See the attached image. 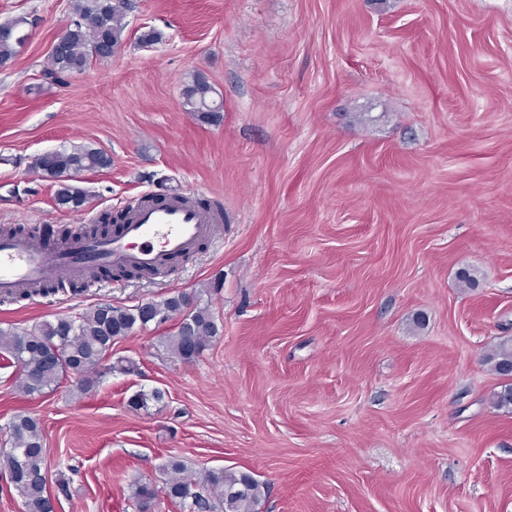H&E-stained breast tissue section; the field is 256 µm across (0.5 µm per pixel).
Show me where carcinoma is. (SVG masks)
<instances>
[{
    "mask_svg": "<svg viewBox=\"0 0 512 512\" xmlns=\"http://www.w3.org/2000/svg\"><path fill=\"white\" fill-rule=\"evenodd\" d=\"M132 11V0H70V15L79 23L66 32L65 48L51 58L45 79L51 84H63L94 63L109 61L104 50L108 46L120 49L126 44L127 18ZM214 94L211 84H201L194 77L184 87L183 106L198 121L217 123L222 117V104ZM111 165L105 151L87 145L45 152L33 160L36 171L57 183L54 203L67 211L80 206L87 194L68 183L62 174L70 170L96 171ZM146 305L169 312L177 319L176 330L164 337V344L185 361L198 357L219 336L210 307L184 293L148 300ZM147 326L139 304H97L75 316H58L26 327H0V351L10 356L13 363L22 361L27 365V376L18 379L25 394L41 396L52 392L67 377L75 379L79 393L86 394L106 374L134 371L130 361L112 360V345ZM485 361L497 374H504V367L512 363V338L493 344ZM163 397L160 389L141 390L129 398L128 406L144 408ZM0 436L7 442L5 446L0 444V473L17 491L23 512H49L51 493L46 475L50 459L41 420L25 412L17 413L6 427L0 428ZM163 470L165 494L185 512H258L265 497L264 483L247 471L216 467L197 478L175 457L168 459ZM157 495V486L152 482L138 484L132 495L138 512H148Z\"/></svg>",
    "mask_w": 512,
    "mask_h": 512,
    "instance_id": "obj_1",
    "label": "carcinoma"
}]
</instances>
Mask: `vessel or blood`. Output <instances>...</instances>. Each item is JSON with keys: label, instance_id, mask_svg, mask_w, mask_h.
Masks as SVG:
<instances>
[{"label": "vessel or blood", "instance_id": "1", "mask_svg": "<svg viewBox=\"0 0 512 512\" xmlns=\"http://www.w3.org/2000/svg\"><path fill=\"white\" fill-rule=\"evenodd\" d=\"M218 214L185 195L145 196L111 236L49 245L27 234L0 237V299L51 280H81L94 267L158 274L215 235Z\"/></svg>", "mask_w": 512, "mask_h": 512}]
</instances>
